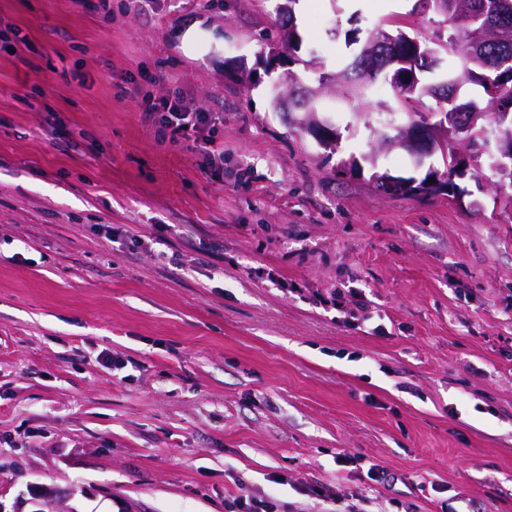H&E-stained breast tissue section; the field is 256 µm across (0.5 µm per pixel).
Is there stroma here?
<instances>
[{
    "label": "stroma",
    "mask_w": 512,
    "mask_h": 512,
    "mask_svg": "<svg viewBox=\"0 0 512 512\" xmlns=\"http://www.w3.org/2000/svg\"><path fill=\"white\" fill-rule=\"evenodd\" d=\"M284 2L0 0V503L322 512L304 480L367 512H512V204L482 158L455 198L376 193L425 175L378 147L386 82L321 91L333 150L272 106L367 30L443 18L294 0L293 63L262 41ZM173 89L210 113L197 137L142 118Z\"/></svg>",
    "instance_id": "35a3bbf8"
}]
</instances>
